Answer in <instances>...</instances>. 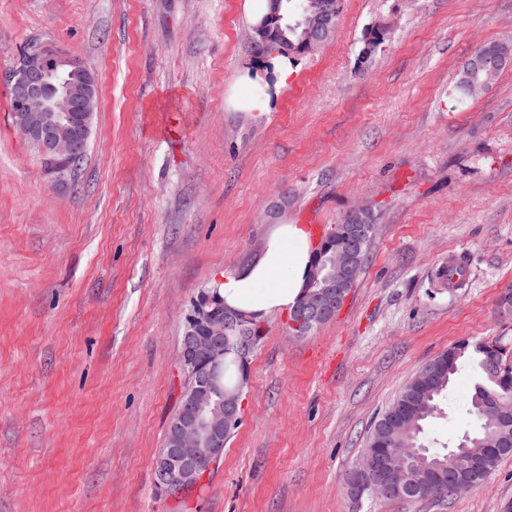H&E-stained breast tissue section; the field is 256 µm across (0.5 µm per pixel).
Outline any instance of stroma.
I'll return each instance as SVG.
<instances>
[{
  "instance_id": "1",
  "label": "stroma",
  "mask_w": 512,
  "mask_h": 512,
  "mask_svg": "<svg viewBox=\"0 0 512 512\" xmlns=\"http://www.w3.org/2000/svg\"><path fill=\"white\" fill-rule=\"evenodd\" d=\"M244 0H0V67L31 42L100 83L88 154L45 175L0 86V512H512V457L465 493L352 498L378 417L463 343L512 347V65L456 103L512 0H342L258 116L227 103L255 63ZM393 29L362 61L369 29ZM369 260L304 337L260 322L241 422L197 489L155 466L185 381L184 317L279 225L329 230L360 204ZM465 261L463 287L437 272ZM475 364L429 439L456 444Z\"/></svg>"
}]
</instances>
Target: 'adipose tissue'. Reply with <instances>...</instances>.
<instances>
[{"label": "adipose tissue", "instance_id": "obj_1", "mask_svg": "<svg viewBox=\"0 0 512 512\" xmlns=\"http://www.w3.org/2000/svg\"><path fill=\"white\" fill-rule=\"evenodd\" d=\"M312 252L310 234L305 227L282 225L267 238L257 263L214 279L212 286L226 306L261 320L296 305Z\"/></svg>", "mask_w": 512, "mask_h": 512}]
</instances>
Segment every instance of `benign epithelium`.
Wrapping results in <instances>:
<instances>
[{"mask_svg": "<svg viewBox=\"0 0 512 512\" xmlns=\"http://www.w3.org/2000/svg\"><path fill=\"white\" fill-rule=\"evenodd\" d=\"M297 8L308 13L306 44L312 48L336 27V12L308 0ZM512 64V49L494 44L482 55L481 68L492 71ZM0 85L9 92L15 112L12 119L38 154L42 171L64 179L76 160L85 155L98 111L100 88L97 75L85 64L68 60L47 45L40 44L19 55L12 65L0 68ZM374 225H355L347 233L346 246L332 257L333 273L320 282L310 283L294 308V328L312 329L330 321L338 309V289L356 284L361 270L359 254L370 240ZM251 318L228 308L222 300L201 291L185 317L179 350V365L185 377V405L172 418L169 451L155 468L157 486L174 496L194 490L209 467L223 457L224 435L241 421L239 396H226L217 384L224 359V336L237 330L243 334L240 358L253 346V337L245 335ZM209 356V366L199 365L200 354ZM499 416L496 444L512 446L507 425L512 421V400L503 395L491 404ZM479 454L451 457L448 465V490L457 488V467L476 464ZM419 470L414 451L392 448L376 465V482L358 478L355 470L348 482L351 495L360 496L373 487L382 496L398 493L407 498L420 495L412 475Z\"/></svg>", "mask_w": 512, "mask_h": 512, "instance_id": "7a95c632", "label": "benign epithelium"}]
</instances>
